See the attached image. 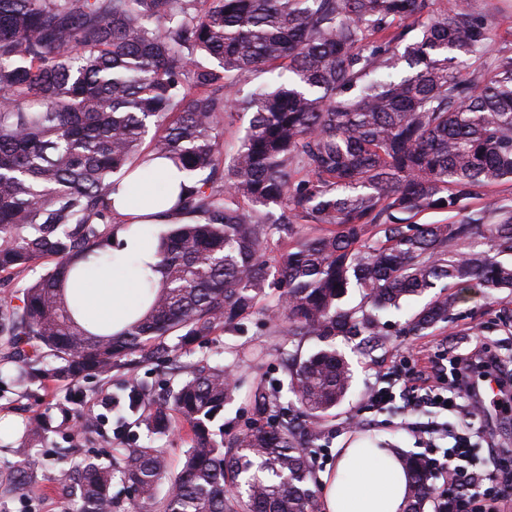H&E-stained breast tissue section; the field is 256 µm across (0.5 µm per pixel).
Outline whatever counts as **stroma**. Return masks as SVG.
<instances>
[{"mask_svg":"<svg viewBox=\"0 0 512 512\" xmlns=\"http://www.w3.org/2000/svg\"><path fill=\"white\" fill-rule=\"evenodd\" d=\"M474 9L491 24L493 41L490 58L512 55V0H472ZM426 297L409 302L405 311L391 313L392 326L385 336H340L337 350L346 357L352 370L347 398L331 413L319 419L320 437L309 454L310 470L319 473L332 468L337 449L363 436L372 437L376 446L394 448L404 455H418L437 466L435 483L439 490L448 487V476L440 467L439 449L427 447L412 430L422 421L420 413L410 411L401 393L402 380L415 366L421 350L433 356L467 353L475 340H482L504 356L512 357V294L499 292L485 296L483 289L471 288L459 301L452 322L420 334H406L398 325L407 314L421 309ZM318 343L289 336L285 323L273 310L253 314L240 328L219 332L180 352L177 365L140 363L133 369H116L111 376L60 382L52 379L18 386L12 364L0 361V471L10 469L24 456L35 454L42 468L23 487L0 486V512H77L80 502L63 491L57 480L60 469L87 457L111 462L125 444L161 449L170 470H179L191 446L190 429L178 423L171 432L154 434L135 416L125 412L123 395L131 386L145 387L150 397L169 387L202 364L221 365L233 377L237 391L234 401L225 406L216 420L225 438H232L249 422L251 396L257 386L273 388L285 377L286 353L309 354ZM390 386L398 396L391 407L379 409L369 401L373 387ZM112 399L111 408L96 406L100 394ZM96 419L93 431L83 432V413ZM44 420L50 433L45 442L24 447L26 427Z\"/></svg>","mask_w":512,"mask_h":512,"instance_id":"obj_1","label":"stroma"}]
</instances>
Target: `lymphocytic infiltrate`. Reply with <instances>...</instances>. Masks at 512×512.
I'll return each instance as SVG.
<instances>
[{"label": "lymphocytic infiltrate", "instance_id": "lymphocytic-infiltrate-1", "mask_svg": "<svg viewBox=\"0 0 512 512\" xmlns=\"http://www.w3.org/2000/svg\"><path fill=\"white\" fill-rule=\"evenodd\" d=\"M501 373L500 357L480 343L469 354L452 356L445 364L434 363L429 371L412 372L403 380L412 409L427 416L420 428L422 437L433 448L442 440L449 443L443 449L452 492L448 512H465L478 494L485 499L484 512H507L512 507V475L502 470L506 449L497 446L490 431L468 426L482 411L469 398L474 378L496 383ZM448 413L465 421V429L449 430L442 420Z\"/></svg>", "mask_w": 512, "mask_h": 512}]
</instances>
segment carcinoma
Segmentation results:
<instances>
[{
  "label": "carcinoma",
  "instance_id": "1",
  "mask_svg": "<svg viewBox=\"0 0 512 512\" xmlns=\"http://www.w3.org/2000/svg\"><path fill=\"white\" fill-rule=\"evenodd\" d=\"M491 40L470 0H0V273L53 263L0 295V357L30 381L174 361L279 288L288 335L322 343L287 354L288 392L305 417L325 416L351 381L336 337L383 335L380 313L433 288L409 329L448 321L452 288L512 290V202L471 207L481 189L512 182V56L462 75ZM279 68L275 87L239 99L249 74ZM241 113L248 126L227 157L221 128ZM150 154L183 174L178 222L156 248L161 279H146L141 317L94 334L67 283L112 259L122 220L110 194L149 171ZM276 238L288 250L273 260ZM351 288L362 305L344 304ZM235 391L206 364L159 403L127 393L154 433L190 427L164 496L154 448H122L116 467L87 458L60 483L83 512H112L116 480L135 491L125 512H321L308 487L319 432L260 424L275 402L258 387L248 429L219 440L212 424ZM404 465L405 512H446L422 458ZM39 468L29 456L0 482Z\"/></svg>",
  "mask_w": 512,
  "mask_h": 512
}]
</instances>
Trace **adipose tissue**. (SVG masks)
I'll return each mask as SVG.
<instances>
[{
    "mask_svg": "<svg viewBox=\"0 0 512 512\" xmlns=\"http://www.w3.org/2000/svg\"><path fill=\"white\" fill-rule=\"evenodd\" d=\"M152 178L132 173L111 194L112 206L132 224H161L177 200L181 173L168 160L152 161ZM117 265H104L68 285L84 301L81 324L97 333H114L145 310L143 276L156 264L152 240L125 233ZM122 276H114V267ZM323 512H403L409 478L391 448L369 444L340 449L333 469L319 473Z\"/></svg>",
    "mask_w": 512,
    "mask_h": 512,
    "instance_id": "obj_1",
    "label": "adipose tissue"
}]
</instances>
